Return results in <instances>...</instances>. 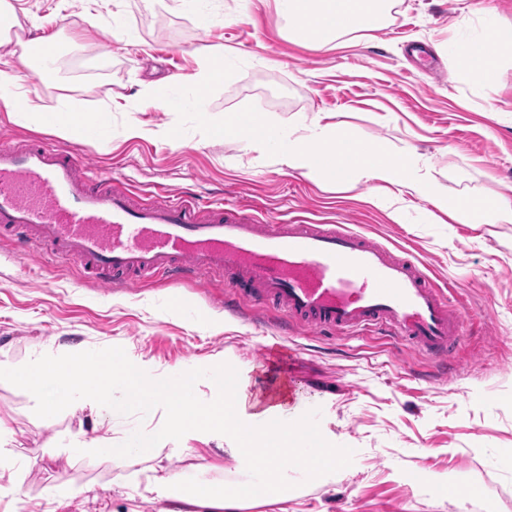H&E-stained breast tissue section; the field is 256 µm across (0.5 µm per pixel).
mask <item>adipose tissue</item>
<instances>
[{"mask_svg": "<svg viewBox=\"0 0 512 512\" xmlns=\"http://www.w3.org/2000/svg\"><path fill=\"white\" fill-rule=\"evenodd\" d=\"M395 0H277V7L289 21L288 34L299 42L330 43L345 47L383 28ZM512 46V28L500 27L495 39H458L452 42L455 59L471 77L491 81L499 69L503 52ZM39 52L42 66H34L31 52ZM57 44L50 38L18 41L12 51L10 72L0 71V107L26 123L51 127L79 138L90 131L84 115L49 110L28 83L54 82L50 64ZM307 137H296L266 121L263 113H247L244 120L226 114L221 124L211 126L212 137L229 135L262 148L274 149L283 164L310 178H324L345 190L360 184L370 187L368 201L399 219L406 197L428 200L461 224H511L512 199L451 194L420 174L415 150L392 152L359 143L344 123L312 120Z\"/></svg>", "mask_w": 512, "mask_h": 512, "instance_id": "obj_1", "label": "adipose tissue"}]
</instances>
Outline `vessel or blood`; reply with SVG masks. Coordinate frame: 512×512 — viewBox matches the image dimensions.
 <instances>
[{"mask_svg":"<svg viewBox=\"0 0 512 512\" xmlns=\"http://www.w3.org/2000/svg\"><path fill=\"white\" fill-rule=\"evenodd\" d=\"M48 246L86 282L126 287L158 275L222 277L258 306L339 335L371 328L445 361L461 312L410 254L343 224L258 221L235 206L164 189L141 198L46 142L0 145V234Z\"/></svg>","mask_w":512,"mask_h":512,"instance_id":"vessel-or-blood-1","label":"vessel or blood"}]
</instances>
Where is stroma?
<instances>
[{"label":"stroma","mask_w":512,"mask_h":512,"mask_svg":"<svg viewBox=\"0 0 512 512\" xmlns=\"http://www.w3.org/2000/svg\"><path fill=\"white\" fill-rule=\"evenodd\" d=\"M32 25L58 45L57 80L37 91L48 107L105 112L88 139L18 122L0 109V141L40 138L79 150L94 172L115 174L149 196L169 187L204 200L236 203L260 220L346 221L393 251L422 259L433 281L467 312L461 366L442 369L411 344L383 331L327 338L289 321L276 307L240 302L210 275L182 284L158 276L132 288L86 283L72 265L0 241V362L23 365L54 348L120 346L159 369L239 373L247 414L280 407L298 419L318 410L322 436L353 449L351 464L303 483L285 501L259 499L242 512H512V224L426 223L430 202L412 199L401 221L367 201L361 184L337 191L288 169L275 153L207 128L229 112H261L275 126L305 135L306 121L342 122L369 146L415 148L423 174L451 193L512 198V54L494 83L461 72L442 42L479 36L488 22L512 27V0H397L385 28L344 48L289 40L276 0H23ZM478 9L456 28L461 5ZM121 28L127 41L112 36ZM223 52L221 83L198 90L201 65ZM168 83V103L140 96ZM143 136H128L131 125ZM33 396L0 380V422L14 435L20 483L0 494V512H171L143 494L148 477L239 485L244 464L215 444L188 440L123 463L69 449L73 438H127L163 419L103 422L90 409L51 418Z\"/></svg>","instance_id":"1"}]
</instances>
